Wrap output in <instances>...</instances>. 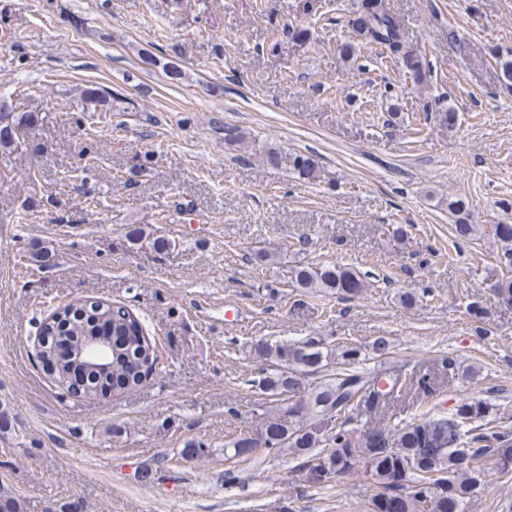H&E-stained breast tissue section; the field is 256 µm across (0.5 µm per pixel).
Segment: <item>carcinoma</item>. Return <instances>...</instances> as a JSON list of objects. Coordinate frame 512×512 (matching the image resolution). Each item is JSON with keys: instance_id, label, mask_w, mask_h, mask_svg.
I'll list each match as a JSON object with an SVG mask.
<instances>
[{"instance_id": "obj_1", "label": "carcinoma", "mask_w": 512, "mask_h": 512, "mask_svg": "<svg viewBox=\"0 0 512 512\" xmlns=\"http://www.w3.org/2000/svg\"><path fill=\"white\" fill-rule=\"evenodd\" d=\"M357 13V28L367 49L402 59L417 78L424 75L422 61L405 50L400 22L385 0H361ZM37 121L30 112L0 111V148L17 149ZM263 163L285 166L307 183L320 178L314 161L303 154L286 155L269 147ZM494 235L511 269L512 224L495 225ZM292 282L307 291L346 299L370 291L366 276L338 263L297 266ZM39 335L48 341L36 353L38 362L43 367L53 364L49 375L55 385L85 400L141 385L156 362L155 346L140 319L126 308L100 300L57 308L42 321ZM92 336L112 337V355L104 363L79 359L81 347ZM251 351L265 364L255 384L279 406L259 427L224 443L228 460L244 463L286 450L307 469V481L320 488L362 473L375 486L364 512H466L485 484V457L495 458L502 471L512 473V434L489 427L486 402H463L446 416L425 412L388 428L355 434L333 423L409 392L414 377L392 379L381 371L361 370L360 348L332 345L320 336L260 339ZM333 364L343 369L312 389L306 386L307 377Z\"/></svg>"}]
</instances>
